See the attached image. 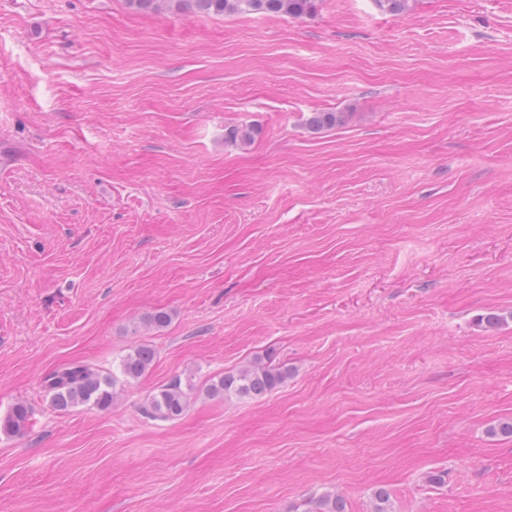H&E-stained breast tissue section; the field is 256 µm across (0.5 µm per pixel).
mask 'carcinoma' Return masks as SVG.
Returning a JSON list of instances; mask_svg holds the SVG:
<instances>
[{
    "label": "carcinoma",
    "mask_w": 512,
    "mask_h": 512,
    "mask_svg": "<svg viewBox=\"0 0 512 512\" xmlns=\"http://www.w3.org/2000/svg\"><path fill=\"white\" fill-rule=\"evenodd\" d=\"M141 11L175 9L192 10L200 15L274 14L302 18L315 8V0H128ZM413 0H375L376 6L389 13L402 15L412 9ZM346 112H313L307 120L308 127L318 132L343 125ZM155 357L147 345H136L121 359L117 372L101 374L81 362L63 365L44 380V390L52 407L68 411L78 406H91L101 411L112 407L116 387L120 383L139 380ZM289 371L262 359L235 372L218 375L209 380L206 393L220 398H256L263 396L285 383ZM196 388L194 376H177L153 392L143 413L152 418L174 420L186 413ZM31 411L27 404L19 402L0 417V433L19 436L26 433ZM302 512H347L345 500L332 491L304 503ZM370 512H394L389 492L378 489L373 493Z\"/></svg>",
    "instance_id": "obj_1"
}]
</instances>
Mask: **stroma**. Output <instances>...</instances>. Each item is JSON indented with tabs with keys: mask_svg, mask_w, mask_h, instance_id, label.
<instances>
[{
	"mask_svg": "<svg viewBox=\"0 0 512 512\" xmlns=\"http://www.w3.org/2000/svg\"><path fill=\"white\" fill-rule=\"evenodd\" d=\"M137 344L156 359L110 409L50 407L46 375ZM265 357L291 372L265 396L142 412ZM18 402L0 512H369L380 487L512 512V0H0V416ZM316 0H128L141 11L192 10L200 15L274 14L302 18L315 8ZM348 118L346 112H314L307 120L308 127L315 132L343 125ZM194 379L192 374H188L184 378L176 376L171 379L149 396L143 407V413L149 417L163 420H174L181 417L190 406L196 388ZM31 411L27 404L16 403L2 418L0 417V433L7 436H19L26 433L30 424ZM303 506L301 512H347L345 500L332 491L306 501Z\"/></svg>",
	"mask_w": 512,
	"mask_h": 512,
	"instance_id": "1",
	"label": "stroma"
}]
</instances>
